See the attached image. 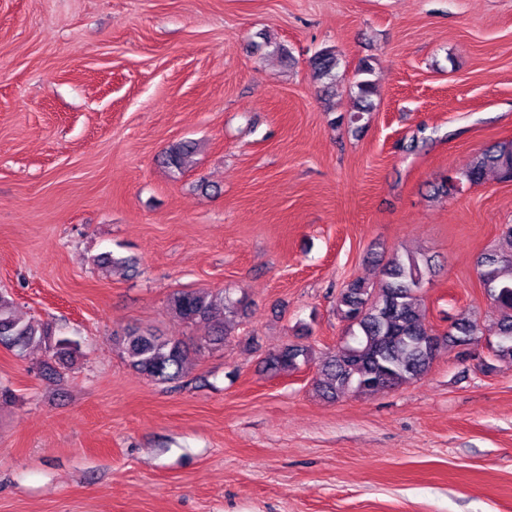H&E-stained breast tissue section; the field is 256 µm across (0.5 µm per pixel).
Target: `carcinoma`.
Returning <instances> with one entry per match:
<instances>
[{"mask_svg":"<svg viewBox=\"0 0 512 512\" xmlns=\"http://www.w3.org/2000/svg\"><path fill=\"white\" fill-rule=\"evenodd\" d=\"M339 64L335 49L319 50L311 60L314 78L335 83ZM354 88L360 106L349 117L352 124L363 119L375 94L369 79L356 81ZM193 150L192 142H182L165 154V163L179 169ZM490 173L501 182H512V141L498 142L481 151L469 168L448 177L441 185L442 193L450 195L459 185H478ZM504 237L508 248L491 250L477 260L480 280L489 287L499 312L487 328L465 313L442 336L429 327L419 292L429 280L433 265L423 253L396 252L382 265L376 284L353 280L344 286L336 298V313L348 323L349 339L320 361L315 389L334 400L350 392L398 388L426 375L441 348H457L466 337L483 336L487 331L497 337L493 344L495 359L512 360V224L505 225ZM218 296L226 298L224 309L232 316L247 307L245 298L226 297L222 291L177 292L169 299L170 310L179 319L204 327V343L195 345L181 338L134 330L119 338L129 366L156 383H172L187 373L191 354L205 347L224 346L231 327L215 318ZM0 345L20 354L43 350L47 357L44 370L48 373L53 372L52 363L71 366L80 355L79 343L56 335L50 324L18 318L14 301L1 292ZM311 361L309 346L287 344L267 355L265 367L278 373L296 370Z\"/></svg>","mask_w":512,"mask_h":512,"instance_id":"cac0c4a2","label":"carcinoma"}]
</instances>
